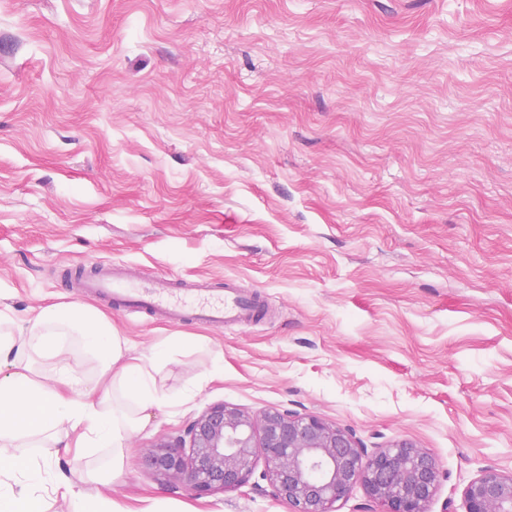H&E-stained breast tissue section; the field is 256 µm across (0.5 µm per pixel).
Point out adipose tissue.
I'll return each instance as SVG.
<instances>
[{"mask_svg": "<svg viewBox=\"0 0 512 512\" xmlns=\"http://www.w3.org/2000/svg\"><path fill=\"white\" fill-rule=\"evenodd\" d=\"M157 357L130 356L127 341L96 309L53 305L29 327L0 316V462H17L37 486L34 451L59 431L77 448L112 449L110 482L124 473L122 442L163 406Z\"/></svg>", "mask_w": 512, "mask_h": 512, "instance_id": "adipose-tissue-1", "label": "adipose tissue"}]
</instances>
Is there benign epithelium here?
Segmentation results:
<instances>
[{"label": "benign epithelium", "instance_id": "obj_1", "mask_svg": "<svg viewBox=\"0 0 512 512\" xmlns=\"http://www.w3.org/2000/svg\"><path fill=\"white\" fill-rule=\"evenodd\" d=\"M259 450L261 478L293 512H335L358 484L383 512H427L440 484L436 460L407 440L369 454L352 432L316 416L272 408L256 420L222 403L160 442L146 465L157 476L186 477L202 496L247 486ZM463 494L465 512H512V474L485 467Z\"/></svg>", "mask_w": 512, "mask_h": 512}]
</instances>
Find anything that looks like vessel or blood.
Returning <instances> with one entry per match:
<instances>
[{
	"mask_svg": "<svg viewBox=\"0 0 512 512\" xmlns=\"http://www.w3.org/2000/svg\"><path fill=\"white\" fill-rule=\"evenodd\" d=\"M71 287L122 309L167 324L194 321L232 328L261 320L264 311L255 290L210 282L186 283L179 279L144 280L125 264L99 263L89 273L69 277Z\"/></svg>",
	"mask_w": 512,
	"mask_h": 512,
	"instance_id": "1",
	"label": "vessel or blood"
}]
</instances>
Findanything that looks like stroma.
<instances>
[{"label": "stroma", "mask_w": 512, "mask_h": 512, "mask_svg": "<svg viewBox=\"0 0 512 512\" xmlns=\"http://www.w3.org/2000/svg\"><path fill=\"white\" fill-rule=\"evenodd\" d=\"M98 262L269 311L165 325L61 283ZM71 303L167 353L112 487L136 512H291L145 467L220 403L409 440L441 472L429 512H464L479 470L512 473V0H0V314ZM37 454L89 496L112 459Z\"/></svg>", "instance_id": "obj_1"}]
</instances>
